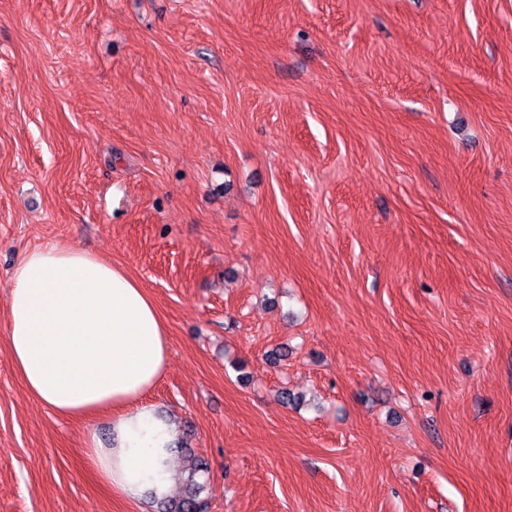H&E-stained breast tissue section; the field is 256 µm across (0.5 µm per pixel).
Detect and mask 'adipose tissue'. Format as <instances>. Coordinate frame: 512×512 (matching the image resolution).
<instances>
[{"label": "adipose tissue", "mask_w": 512, "mask_h": 512, "mask_svg": "<svg viewBox=\"0 0 512 512\" xmlns=\"http://www.w3.org/2000/svg\"><path fill=\"white\" fill-rule=\"evenodd\" d=\"M7 314L6 341L30 396L62 417L112 412L107 439L86 442L98 479L134 504L167 497L174 426L145 395L170 349L145 288L111 261L47 244L14 268Z\"/></svg>", "instance_id": "adipose-tissue-1"}]
</instances>
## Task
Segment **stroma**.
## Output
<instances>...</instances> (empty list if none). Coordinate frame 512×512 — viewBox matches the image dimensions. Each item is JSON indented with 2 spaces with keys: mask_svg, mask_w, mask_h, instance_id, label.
Returning a JSON list of instances; mask_svg holds the SVG:
<instances>
[{
  "mask_svg": "<svg viewBox=\"0 0 512 512\" xmlns=\"http://www.w3.org/2000/svg\"><path fill=\"white\" fill-rule=\"evenodd\" d=\"M47 243L153 297L207 512H512V0H0V512H140L10 357Z\"/></svg>",
  "mask_w": 512,
  "mask_h": 512,
  "instance_id": "35a3bbf8",
  "label": "stroma"
}]
</instances>
